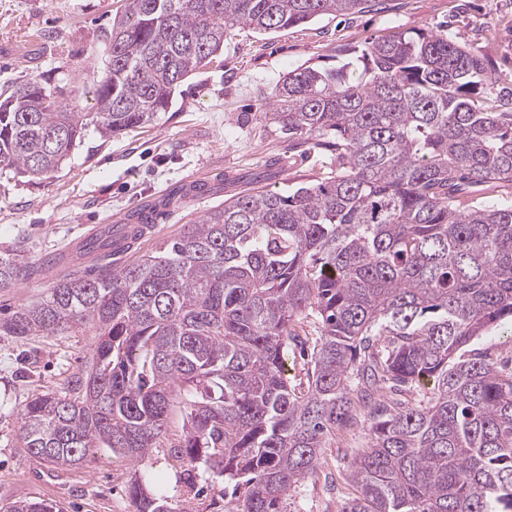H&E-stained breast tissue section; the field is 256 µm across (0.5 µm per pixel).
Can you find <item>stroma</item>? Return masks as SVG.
<instances>
[{
  "label": "stroma",
  "mask_w": 512,
  "mask_h": 512,
  "mask_svg": "<svg viewBox=\"0 0 512 512\" xmlns=\"http://www.w3.org/2000/svg\"><path fill=\"white\" fill-rule=\"evenodd\" d=\"M125 0H0V92L35 80L65 87L85 112L96 105L95 52ZM447 23L448 35L472 47L512 89V0H384L382 8L323 18L270 34L232 31L224 52L176 89L167 111L133 132L110 139L87 129L68 161L50 179L28 182L0 166V249L24 244L42 263L80 235L151 207L192 176H203L209 194L164 209L120 260L152 253L197 223L245 186L293 191L326 173L330 159L315 152L300 159L287 138L261 120L278 80L295 67H333L340 50L367 39ZM43 274L0 292V311L38 301L60 274ZM95 331L75 327L19 342L0 336V505L43 500L58 512H130L135 469L108 448H95L85 465L61 468L26 453L19 443L20 413L38 394L59 390L78 372ZM370 429L359 418L323 450L324 467L345 472ZM187 434L180 403L144 468L162 482L177 512H216L236 501L233 484L207 472L187 483L188 463L175 447ZM346 484L305 481L288 501L290 512H341Z\"/></svg>",
  "instance_id": "35a3bbf8"
}]
</instances>
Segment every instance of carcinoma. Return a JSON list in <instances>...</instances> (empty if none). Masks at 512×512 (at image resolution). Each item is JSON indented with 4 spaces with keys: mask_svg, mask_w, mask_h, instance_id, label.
I'll list each match as a JSON object with an SVG mask.
<instances>
[{
    "mask_svg": "<svg viewBox=\"0 0 512 512\" xmlns=\"http://www.w3.org/2000/svg\"><path fill=\"white\" fill-rule=\"evenodd\" d=\"M376 2L126 0L96 111L60 86L16 87L0 100V165L47 179L88 127L110 138L148 124L237 27L277 32ZM508 97L477 51L431 31L288 71L261 118L304 154L329 150L336 172L291 194L241 192L122 267L114 230L126 252L130 225L91 237L96 276L66 275L0 319L18 340L95 328L84 367L21 410L23 448L66 468L104 445L139 466L178 398L188 480L202 464L241 491L228 512H287L303 482L332 477L322 449L364 411L342 512H512V368L472 348L512 322ZM37 271L23 245L0 251V291ZM290 347L310 351L295 385ZM430 381L428 399L411 398ZM145 486H130L133 512H175Z\"/></svg>",
    "mask_w": 512,
    "mask_h": 512,
    "instance_id": "obj_1",
    "label": "carcinoma"
}]
</instances>
